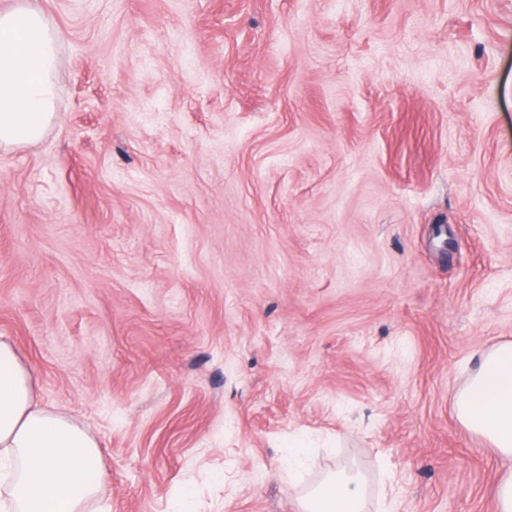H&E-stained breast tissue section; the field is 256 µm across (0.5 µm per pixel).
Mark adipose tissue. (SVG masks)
Wrapping results in <instances>:
<instances>
[{
	"mask_svg": "<svg viewBox=\"0 0 512 512\" xmlns=\"http://www.w3.org/2000/svg\"><path fill=\"white\" fill-rule=\"evenodd\" d=\"M60 38L29 0L0 11V147L40 140L55 115ZM458 420L512 459V342L481 354L454 396ZM103 477L99 444L37 400L32 377L0 341V481L19 512H89ZM301 512H366L358 475L341 470L298 498Z\"/></svg>",
	"mask_w": 512,
	"mask_h": 512,
	"instance_id": "1",
	"label": "adipose tissue"
}]
</instances>
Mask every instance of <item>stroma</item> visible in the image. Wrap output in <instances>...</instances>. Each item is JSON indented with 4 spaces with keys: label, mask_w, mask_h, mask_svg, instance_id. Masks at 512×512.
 I'll use <instances>...</instances> for the list:
<instances>
[{
    "label": "stroma",
    "mask_w": 512,
    "mask_h": 512,
    "mask_svg": "<svg viewBox=\"0 0 512 512\" xmlns=\"http://www.w3.org/2000/svg\"><path fill=\"white\" fill-rule=\"evenodd\" d=\"M55 118L0 148V340L103 512H495L453 395L512 341V0H32ZM302 512H365V491L358 475L341 470L298 497Z\"/></svg>",
    "instance_id": "35a3bbf8"
}]
</instances>
